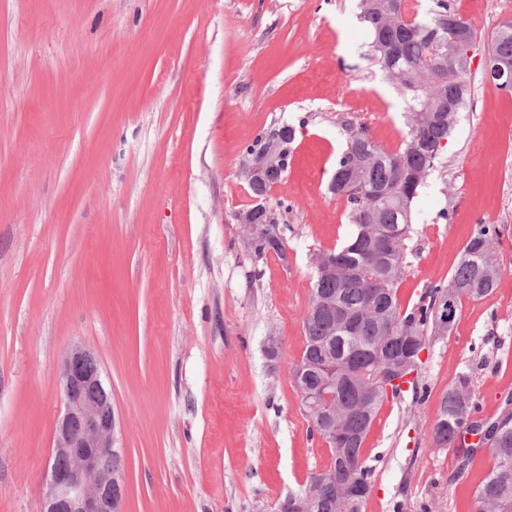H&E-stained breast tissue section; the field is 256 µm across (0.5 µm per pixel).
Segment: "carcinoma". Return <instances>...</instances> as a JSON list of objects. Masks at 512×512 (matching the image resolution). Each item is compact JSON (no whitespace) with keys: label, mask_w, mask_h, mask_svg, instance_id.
<instances>
[{"label":"carcinoma","mask_w":512,"mask_h":512,"mask_svg":"<svg viewBox=\"0 0 512 512\" xmlns=\"http://www.w3.org/2000/svg\"><path fill=\"white\" fill-rule=\"evenodd\" d=\"M405 2L359 3L372 59L402 99L408 132L399 150L390 153L373 140L366 123L341 126L345 145L336 161V185L328 190L346 201L353 231L344 244L322 255L336 256L349 274L335 276L315 267L303 319L302 371L295 385L302 394L321 392L313 408L302 398L313 429L323 434L334 419L347 438L329 443L336 481L321 482L314 474L295 493L302 500L313 498L311 512H362L366 498L353 505L344 485L352 481L371 488L373 469L362 454L364 441L383 402L403 395L398 384L386 389L381 375L397 363L403 367L398 378L412 376L413 391H418L413 374L420 367L419 353L428 337L446 336L452 329L439 327L438 300H450L455 315L462 299L488 295L502 275L495 255L498 228L479 224L448 282L428 286L409 310L398 299L415 199L471 101L469 72L454 71L448 51L463 37L472 44L477 37L446 0H436L434 9L410 19ZM491 52L512 62V29L497 28ZM247 249L256 260L269 253L284 260L288 240L260 233ZM476 413L473 375L466 369L442 395L433 441L455 448L465 430L483 436L494 464L476 490L478 512H512V411L479 420Z\"/></svg>","instance_id":"carcinoma-1"}]
</instances>
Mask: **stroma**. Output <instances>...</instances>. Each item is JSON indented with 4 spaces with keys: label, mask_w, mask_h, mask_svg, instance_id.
<instances>
[{
    "label": "stroma",
    "mask_w": 512,
    "mask_h": 512,
    "mask_svg": "<svg viewBox=\"0 0 512 512\" xmlns=\"http://www.w3.org/2000/svg\"><path fill=\"white\" fill-rule=\"evenodd\" d=\"M478 39L472 103L415 201L402 305L449 280L477 225L503 275L420 354L363 444V512H476L431 431L456 374L481 417L512 398V94L482 62L512 0H450ZM359 0H0V512H41L60 364L81 345L112 389L124 512H272L331 462L294 385L314 257L351 234L327 184L341 125L396 151L401 98L368 56ZM295 152L266 203L288 258L236 220L244 148L281 124Z\"/></svg>",
    "instance_id": "stroma-1"
}]
</instances>
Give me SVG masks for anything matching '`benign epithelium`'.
<instances>
[{
    "instance_id": "obj_1",
    "label": "benign epithelium",
    "mask_w": 512,
    "mask_h": 512,
    "mask_svg": "<svg viewBox=\"0 0 512 512\" xmlns=\"http://www.w3.org/2000/svg\"><path fill=\"white\" fill-rule=\"evenodd\" d=\"M484 77L511 85L512 63L488 64ZM242 173L249 183L261 180L273 187L280 176V162L247 157ZM265 210L271 214V222L261 229L271 238L283 237V218L268 206ZM236 219L246 242L261 230L248 221L246 209ZM60 393L63 414L55 427L43 512H123L124 495H115L112 488L125 486V472L121 467L106 466L121 456V449L115 446L112 390L97 358L80 345L73 346L62 362Z\"/></svg>"
}]
</instances>
